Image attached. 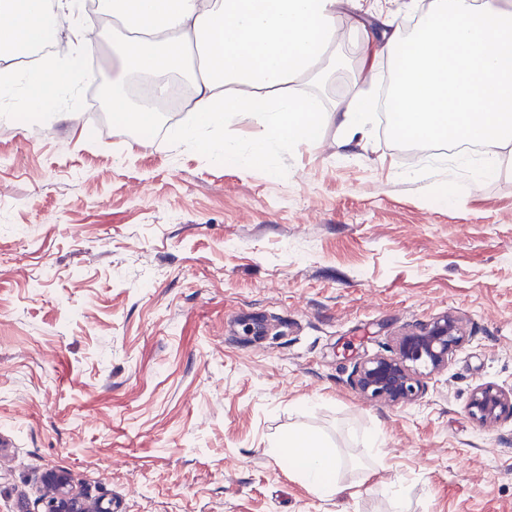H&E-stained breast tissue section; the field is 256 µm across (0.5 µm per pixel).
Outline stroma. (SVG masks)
Wrapping results in <instances>:
<instances>
[{
	"mask_svg": "<svg viewBox=\"0 0 512 512\" xmlns=\"http://www.w3.org/2000/svg\"><path fill=\"white\" fill-rule=\"evenodd\" d=\"M427 4L343 6L336 70L289 85L316 132L265 167L172 145L181 111L139 131L84 81L67 115L0 120V512H43L51 469L121 512H512V420L467 410L512 387V162L477 180L386 113L358 144L335 119L378 90L357 30ZM447 313L469 340L417 401L354 390L357 361ZM298 428L339 494L281 462ZM469 415L481 425H494L504 418H512V388L503 389L494 384L477 385L468 404Z\"/></svg>",
	"mask_w": 512,
	"mask_h": 512,
	"instance_id": "stroma-1",
	"label": "stroma"
}]
</instances>
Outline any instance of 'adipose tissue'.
Returning a JSON list of instances; mask_svg holds the SVG:
<instances>
[{"label":"adipose tissue","instance_id":"ef3b65f1","mask_svg":"<svg viewBox=\"0 0 512 512\" xmlns=\"http://www.w3.org/2000/svg\"><path fill=\"white\" fill-rule=\"evenodd\" d=\"M341 6L342 0H101L99 10L127 32L114 47L120 72L155 76L158 97L167 92L162 77L170 71H183L191 81L192 120L172 128L171 140L256 167L272 144L311 137L315 114L288 84L313 72L325 76L334 63ZM0 16L8 21L0 28L1 56L54 39L57 17L70 18L76 29L63 59L0 76V99L10 116L51 103L38 92L17 96L18 86L37 90L48 82L58 93L73 90L89 43L75 0H0ZM360 43L368 70L383 54L394 63L387 109L396 132L492 146V156L474 168L477 176L512 161V0H430L413 35L387 21L381 35L362 32ZM242 113L267 132L246 153L224 135ZM279 456L315 491L336 494L339 461L306 431L283 440Z\"/></svg>","mask_w":512,"mask_h":512}]
</instances>
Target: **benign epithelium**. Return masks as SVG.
<instances>
[{
	"label": "benign epithelium",
	"instance_id": "7a95c632",
	"mask_svg": "<svg viewBox=\"0 0 512 512\" xmlns=\"http://www.w3.org/2000/svg\"><path fill=\"white\" fill-rule=\"evenodd\" d=\"M468 341L463 322L445 314L396 336L387 355L364 359L353 368L351 383L364 397L391 404L417 400L426 375L448 369L453 353ZM469 415L481 425L512 418V389L480 384L472 392ZM44 512H112V503L91 500L73 485L68 472L49 470L43 476Z\"/></svg>",
	"mask_w": 512,
	"mask_h": 512
}]
</instances>
